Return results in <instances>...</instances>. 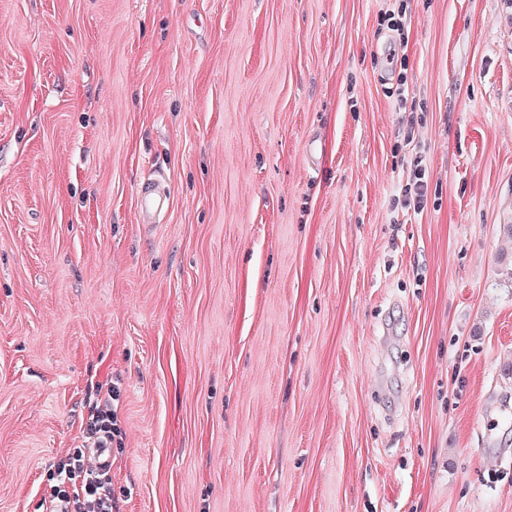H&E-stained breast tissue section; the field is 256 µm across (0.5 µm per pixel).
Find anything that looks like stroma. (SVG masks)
<instances>
[{
  "label": "stroma",
  "mask_w": 512,
  "mask_h": 512,
  "mask_svg": "<svg viewBox=\"0 0 512 512\" xmlns=\"http://www.w3.org/2000/svg\"><path fill=\"white\" fill-rule=\"evenodd\" d=\"M404 3L0 0V512L110 384L116 512H512V0ZM428 171L420 157L414 158L405 180L400 184L399 194L392 199V208L396 211L411 209L421 212L427 206L428 200ZM170 199L169 192H161L157 189L148 187L140 191V211L144 223H151L154 211L166 208Z\"/></svg>",
  "instance_id": "obj_1"
}]
</instances>
